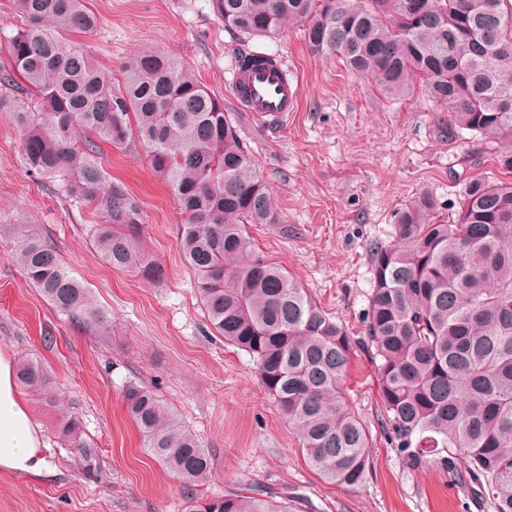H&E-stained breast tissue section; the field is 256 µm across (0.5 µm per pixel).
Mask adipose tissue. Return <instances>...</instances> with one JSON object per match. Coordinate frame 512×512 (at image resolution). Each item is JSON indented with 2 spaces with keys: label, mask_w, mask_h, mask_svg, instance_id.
I'll use <instances>...</instances> for the list:
<instances>
[{
  "label": "adipose tissue",
  "mask_w": 512,
  "mask_h": 512,
  "mask_svg": "<svg viewBox=\"0 0 512 512\" xmlns=\"http://www.w3.org/2000/svg\"><path fill=\"white\" fill-rule=\"evenodd\" d=\"M43 446L41 431L18 391L13 360L0 350V472L41 475Z\"/></svg>",
  "instance_id": "obj_1"
}]
</instances>
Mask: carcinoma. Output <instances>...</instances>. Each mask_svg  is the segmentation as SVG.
<instances>
[{
	"label": "carcinoma",
	"mask_w": 512,
	"mask_h": 512,
	"mask_svg": "<svg viewBox=\"0 0 512 512\" xmlns=\"http://www.w3.org/2000/svg\"><path fill=\"white\" fill-rule=\"evenodd\" d=\"M23 21L7 46L0 83L35 97L16 113L27 164L67 176L66 193L106 218L95 249L115 269L151 281L164 269L139 245L142 210L98 162L101 144H141L178 200L179 247L215 333L253 355L265 390L298 432L309 464L355 487L369 467V438L349 412L343 381L351 339L288 272L256 252L251 224L276 220L240 126L185 66L154 50L122 78L97 65L76 38L98 26L85 0H13ZM224 26L276 39L303 32L310 52L336 57L392 98L424 89L448 113V132L494 142L512 172V0H212ZM16 262L54 310L102 330L105 312L64 268L33 224H11ZM373 290L367 337L380 358L378 391L402 452L446 453L495 512H512V181L471 179L448 220L428 192L398 213L394 243L370 245ZM19 382L46 386L37 361ZM124 409L144 447L187 486L210 459L150 390L131 385ZM188 512H288L245 493L196 500Z\"/></svg>",
	"instance_id": "cac0c4a2"
}]
</instances>
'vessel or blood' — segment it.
<instances>
[{
    "mask_svg": "<svg viewBox=\"0 0 512 512\" xmlns=\"http://www.w3.org/2000/svg\"><path fill=\"white\" fill-rule=\"evenodd\" d=\"M228 84L242 111L274 127L286 122L300 105L299 81L290 75L285 59L277 55L250 68L234 64Z\"/></svg>",
    "mask_w": 512,
    "mask_h": 512,
    "instance_id": "1",
    "label": "vessel or blood"
}]
</instances>
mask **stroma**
Returning a JSON list of instances; mask_svg holds the SVG:
<instances>
[{
	"label": "stroma",
	"instance_id": "obj_1",
	"mask_svg": "<svg viewBox=\"0 0 512 512\" xmlns=\"http://www.w3.org/2000/svg\"><path fill=\"white\" fill-rule=\"evenodd\" d=\"M86 4L99 20L82 38L95 62L117 74L140 50L168 54L223 98L244 129L276 214L275 223L250 225L249 237L353 338L344 387L370 435V468L354 488L312 470L253 357L211 335L179 248L184 217L145 149L107 146L99 160L141 206L140 242L165 270L159 282L103 262L92 246L101 216L65 195V175L30 172L14 115L32 103L0 84V225H37L109 317L98 334L64 321L22 275L16 239L0 232V349L17 362L37 359L47 374L46 388L22 391L46 443V469L38 477L0 473V512H187L190 499L244 490L289 512H494L461 474L436 459L412 464L400 451L365 335L370 244L392 241L398 212L420 192L455 215L465 183L494 169L489 144L449 133L447 113L424 91L393 100L341 61L311 54L298 27L275 41H244L211 0ZM243 46L283 56L299 79L300 109L281 127L233 101L227 82ZM130 385L152 390L197 437L211 459L205 481L184 485L146 451L123 409ZM66 417L78 423L91 459L63 435Z\"/></svg>",
	"mask_w": 512,
	"mask_h": 512
}]
</instances>
